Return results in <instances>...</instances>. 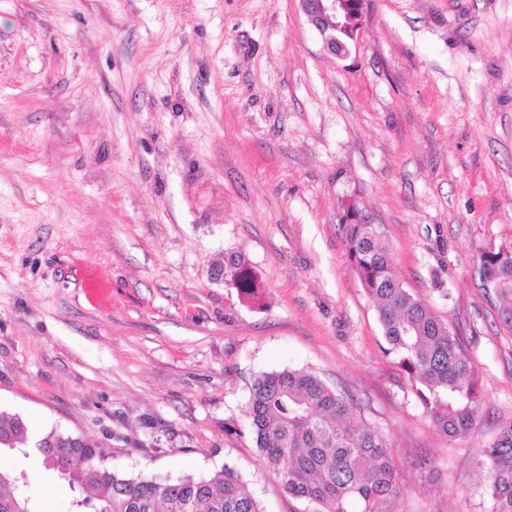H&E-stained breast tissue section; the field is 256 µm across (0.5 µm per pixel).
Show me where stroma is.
Listing matches in <instances>:
<instances>
[{"label":"stroma","instance_id":"stroma-1","mask_svg":"<svg viewBox=\"0 0 512 512\" xmlns=\"http://www.w3.org/2000/svg\"><path fill=\"white\" fill-rule=\"evenodd\" d=\"M367 3L340 59L298 0H0V411L93 437L130 476L230 465L261 512H307L246 402L259 373L310 370L390 443L381 512H491L477 458L512 418V334L475 268L512 248V0ZM347 195L478 372L467 438L436 428L387 352L338 224ZM232 254L264 308L213 279ZM0 469L27 475L32 512H69L36 451ZM83 282L88 297L98 304H104L109 295L110 289L100 280L93 267H85Z\"/></svg>","mask_w":512,"mask_h":512}]
</instances>
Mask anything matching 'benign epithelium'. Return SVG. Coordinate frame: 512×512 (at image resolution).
Wrapping results in <instances>:
<instances>
[{
	"mask_svg": "<svg viewBox=\"0 0 512 512\" xmlns=\"http://www.w3.org/2000/svg\"><path fill=\"white\" fill-rule=\"evenodd\" d=\"M300 9L307 21L319 32L324 46L333 55H343L350 44L358 41L363 28L365 2L352 4L348 0H299ZM346 35L339 42L336 33Z\"/></svg>",
	"mask_w": 512,
	"mask_h": 512,
	"instance_id": "1",
	"label": "benign epithelium"
}]
</instances>
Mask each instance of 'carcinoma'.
<instances>
[{
    "label": "carcinoma",
    "mask_w": 512,
    "mask_h": 512,
    "mask_svg": "<svg viewBox=\"0 0 512 512\" xmlns=\"http://www.w3.org/2000/svg\"><path fill=\"white\" fill-rule=\"evenodd\" d=\"M339 210L348 256L375 306L388 353L438 429L452 438L471 434L479 412L478 377L458 336L395 276L384 226L361 223L364 206L353 196L342 198ZM478 274L497 300L500 326L512 334V256L481 253ZM224 285L261 305L258 280L240 257L225 258ZM246 409L256 448L285 493L315 505L314 512H353L355 505L360 512H381L395 488L391 446L354 422L350 398L311 371L284 369L256 376ZM26 439L24 421L0 412V451L25 454ZM34 447L48 469L59 473L75 465L65 477L76 490L71 512H261L238 470L227 465L199 478L129 477L86 437L51 430ZM477 464L492 512H512V419L499 425ZM18 478L0 471V505L22 501Z\"/></svg>",
    "instance_id": "obj_1"
}]
</instances>
